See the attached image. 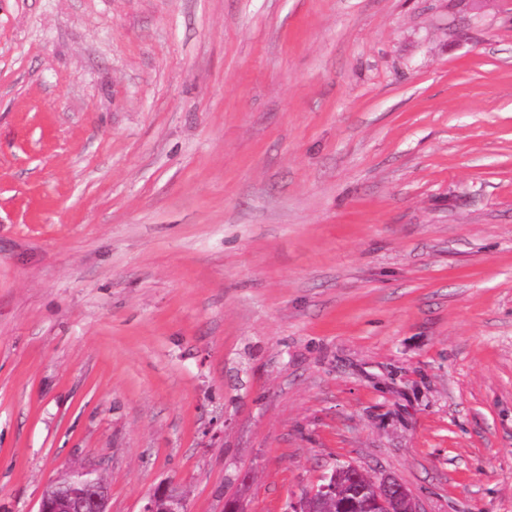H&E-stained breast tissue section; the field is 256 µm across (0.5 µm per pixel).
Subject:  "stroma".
Returning a JSON list of instances; mask_svg holds the SVG:
<instances>
[{
	"instance_id": "stroma-1",
	"label": "stroma",
	"mask_w": 512,
	"mask_h": 512,
	"mask_svg": "<svg viewBox=\"0 0 512 512\" xmlns=\"http://www.w3.org/2000/svg\"><path fill=\"white\" fill-rule=\"evenodd\" d=\"M343 463L512 512V0H0V512ZM109 490L97 469L73 467L43 490L36 512H111Z\"/></svg>"
}]
</instances>
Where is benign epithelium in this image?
Wrapping results in <instances>:
<instances>
[{"instance_id":"7a95c632","label":"benign epithelium","mask_w":512,"mask_h":512,"mask_svg":"<svg viewBox=\"0 0 512 512\" xmlns=\"http://www.w3.org/2000/svg\"><path fill=\"white\" fill-rule=\"evenodd\" d=\"M364 481V489L348 496L341 491L340 476ZM364 498L367 512H424L418 501L401 481L380 473L370 478L354 465L333 468L323 483L313 487L291 512H321L322 506L334 501L342 512ZM109 490L103 475L96 469L73 467L49 483L43 490L37 512H110ZM141 512H187L185 499L170 487H159L150 495Z\"/></svg>"}]
</instances>
